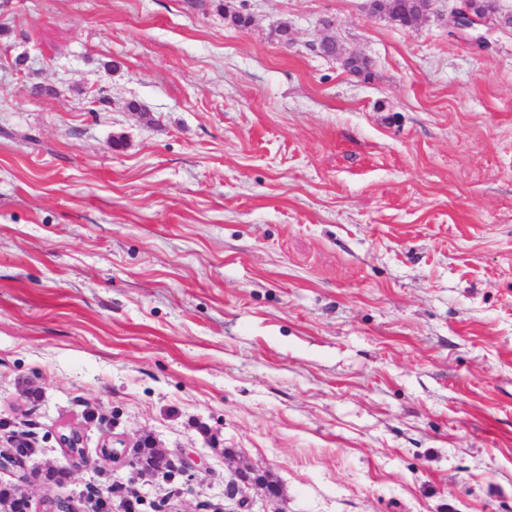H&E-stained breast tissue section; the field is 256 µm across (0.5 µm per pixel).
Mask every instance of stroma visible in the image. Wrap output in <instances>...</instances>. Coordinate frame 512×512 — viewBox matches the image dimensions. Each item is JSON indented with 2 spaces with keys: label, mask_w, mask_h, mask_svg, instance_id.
Masks as SVG:
<instances>
[{
  "label": "stroma",
  "mask_w": 512,
  "mask_h": 512,
  "mask_svg": "<svg viewBox=\"0 0 512 512\" xmlns=\"http://www.w3.org/2000/svg\"><path fill=\"white\" fill-rule=\"evenodd\" d=\"M231 2L0 0V432L112 512H512V25ZM101 456L112 460V463L130 468L136 476H158L166 472L173 474L175 471L190 476V471L196 467V460L192 457L182 455L179 465H176L169 451L144 440L129 446L125 438L116 435L102 445ZM146 458L150 459V464L146 463ZM230 483L233 496L239 495L237 500L239 510L235 512H252L253 494H261L267 498L280 496L279 490L266 487L264 475L257 474L252 468L237 469Z\"/></svg>",
  "instance_id": "35a3bbf8"
}]
</instances>
